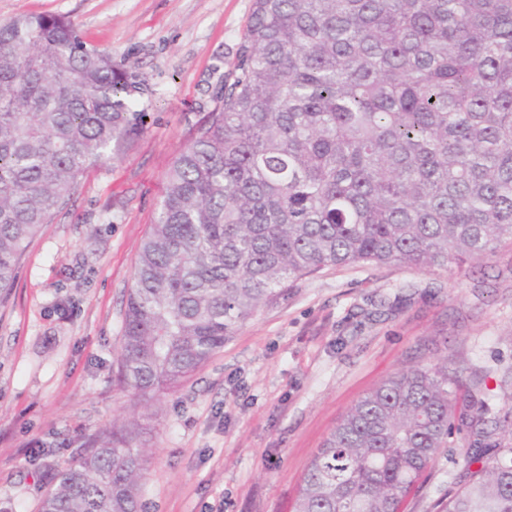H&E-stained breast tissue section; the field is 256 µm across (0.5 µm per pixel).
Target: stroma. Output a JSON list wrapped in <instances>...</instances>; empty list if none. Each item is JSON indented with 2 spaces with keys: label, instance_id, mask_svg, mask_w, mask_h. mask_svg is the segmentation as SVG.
<instances>
[{
  "label": "stroma",
  "instance_id": "stroma-1",
  "mask_svg": "<svg viewBox=\"0 0 512 512\" xmlns=\"http://www.w3.org/2000/svg\"><path fill=\"white\" fill-rule=\"evenodd\" d=\"M252 0H0L67 18L144 80L142 130L91 167L29 243L0 302V512H38L84 437L138 422L145 512H291L313 455L387 377L450 358L512 408V242L477 264L330 266L289 282L181 388L137 401L117 382L135 262L172 157L215 105ZM454 432L406 512H439L467 449Z\"/></svg>",
  "mask_w": 512,
  "mask_h": 512
}]
</instances>
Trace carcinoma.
Wrapping results in <instances>:
<instances>
[{"label": "carcinoma", "mask_w": 512, "mask_h": 512, "mask_svg": "<svg viewBox=\"0 0 512 512\" xmlns=\"http://www.w3.org/2000/svg\"><path fill=\"white\" fill-rule=\"evenodd\" d=\"M141 82L57 15L0 25V300L79 179L137 136ZM512 241V0H253L214 108L173 158L128 291L118 382L202 369L290 279L461 266ZM448 362L368 392L312 458L294 512H405L452 430L474 435L439 512H512V445ZM140 426L53 470L40 512H142ZM480 464L476 470L471 469Z\"/></svg>", "instance_id": "cac0c4a2"}]
</instances>
